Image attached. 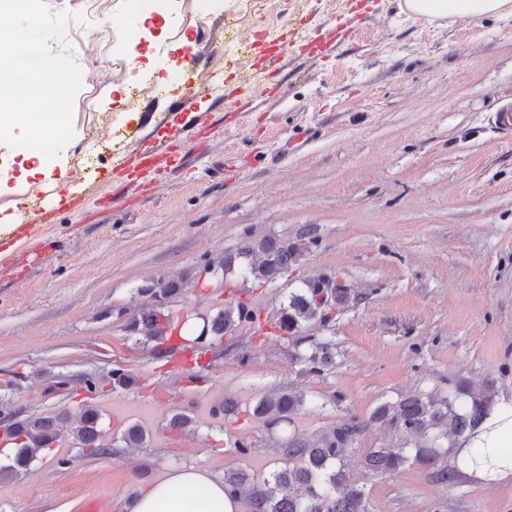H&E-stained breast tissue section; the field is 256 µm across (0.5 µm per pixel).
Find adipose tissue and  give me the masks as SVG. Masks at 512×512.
<instances>
[{
	"label": "adipose tissue",
	"mask_w": 512,
	"mask_h": 512,
	"mask_svg": "<svg viewBox=\"0 0 512 512\" xmlns=\"http://www.w3.org/2000/svg\"><path fill=\"white\" fill-rule=\"evenodd\" d=\"M404 11L433 20H481L512 14V0H402ZM512 447V406L497 405L475 436L465 440L456 454L457 465L482 478L512 475V461L491 466L473 464L474 448ZM130 512H239V504L224 493V484L192 467L170 470L158 482L135 488Z\"/></svg>",
	"instance_id": "1"
}]
</instances>
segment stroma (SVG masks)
Returning a JSON list of instances; mask_svg holds the SVG:
<instances>
[{
    "mask_svg": "<svg viewBox=\"0 0 512 512\" xmlns=\"http://www.w3.org/2000/svg\"><path fill=\"white\" fill-rule=\"evenodd\" d=\"M359 15L332 54L303 55L306 30L334 28L337 0H47L69 13L65 43L82 69L73 102L72 154L46 164L0 147V230L26 220L36 236L0 234V411L25 416L95 406L114 438L111 454L90 457L72 439L0 480V512H126L132 487L169 469L194 467L215 478L279 468L262 444L240 456L231 444L264 422L221 423L224 399L251 409L276 390L304 392L314 405L292 432L312 436L354 415L368 425L346 457L371 512H512V477L459 473L442 483L433 470L405 464L374 475L369 449L406 446L408 435L369 423L374 408L417 391L447 394L457 379H494L512 402V140L489 115L512 101V15L437 22L401 11V0H357ZM148 87L100 82L128 48ZM197 54L219 87L173 108L184 92L177 66ZM260 73L264 102L236 88ZM309 122L322 136L305 148L277 147ZM169 145L181 171L163 168L137 181L113 207L116 160L141 147ZM247 155L231 182L217 169ZM71 188L67 211L20 214L14 203L46 179ZM98 195L84 197V184ZM292 237L312 229L318 244L300 270L251 285L246 300L260 329L224 338V354L191 384L176 361L155 359L125 324L143 303L138 288L234 248L245 228ZM331 276L351 300L308 343L329 340L333 363L302 372L285 340L270 333L289 291ZM127 369V388L90 395L83 374ZM342 394L338 404L330 395ZM192 431L169 430L177 412ZM147 433L141 447L120 436Z\"/></svg>",
    "mask_w": 512,
    "mask_h": 512,
    "instance_id": "1",
    "label": "stroma"
}]
</instances>
